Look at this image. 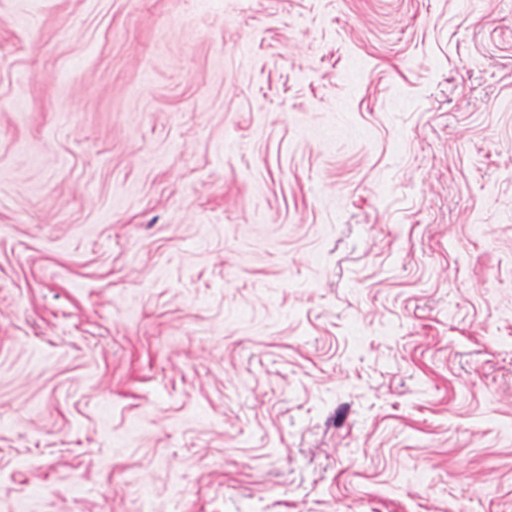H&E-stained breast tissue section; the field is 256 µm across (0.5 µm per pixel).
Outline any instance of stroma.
<instances>
[{
	"label": "stroma",
	"mask_w": 512,
	"mask_h": 512,
	"mask_svg": "<svg viewBox=\"0 0 512 512\" xmlns=\"http://www.w3.org/2000/svg\"><path fill=\"white\" fill-rule=\"evenodd\" d=\"M0 512H512V0H0Z\"/></svg>",
	"instance_id": "obj_1"
}]
</instances>
